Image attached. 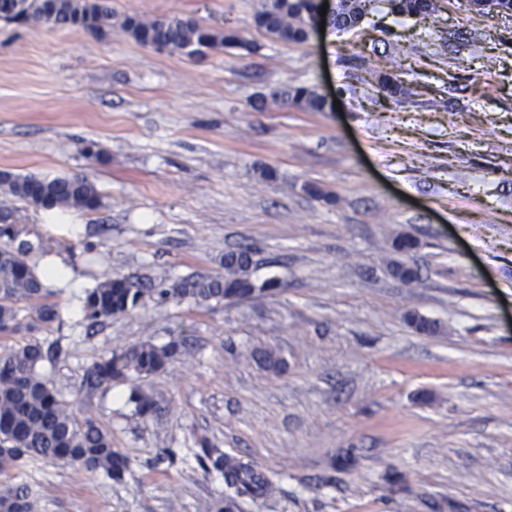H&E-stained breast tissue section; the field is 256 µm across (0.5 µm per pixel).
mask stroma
I'll return each mask as SVG.
<instances>
[{"label":"stroma","mask_w":512,"mask_h":512,"mask_svg":"<svg viewBox=\"0 0 512 512\" xmlns=\"http://www.w3.org/2000/svg\"><path fill=\"white\" fill-rule=\"evenodd\" d=\"M111 6L101 31L0 20V171L85 175L101 195L68 211L76 235L16 202L23 239L48 244L74 285L51 286L50 327L0 343L60 342L44 374L130 471L111 482L37 461L10 480L33 487L36 512H206L224 481L190 452L205 436L278 477L240 512H512V15L440 0L407 17L374 0L358 27L293 44L256 26L259 0ZM174 14L245 45L187 57L119 25ZM379 71L410 96L382 98ZM273 87L339 105L282 107ZM400 237L414 249L396 252ZM241 245L271 292L147 296L83 319L105 276L165 288L223 273ZM172 336L183 355L140 382L160 416L135 415L129 383L84 387L111 352Z\"/></svg>","instance_id":"obj_1"}]
</instances>
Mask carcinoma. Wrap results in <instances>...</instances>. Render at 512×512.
Instances as JSON below:
<instances>
[{"mask_svg":"<svg viewBox=\"0 0 512 512\" xmlns=\"http://www.w3.org/2000/svg\"><path fill=\"white\" fill-rule=\"evenodd\" d=\"M396 12L426 15L435 10L428 0H392ZM316 10L315 0H261L255 14L256 25L271 38L289 43L307 40L309 23ZM365 0H338L334 27L347 30L364 15ZM475 11L482 14L512 13V0H480ZM0 19L25 21L47 27H76L99 31L112 20L108 0H0ZM123 26L142 45L167 48L187 56H199L218 46L235 47L241 38L232 30L213 32L192 19L169 16L153 21L127 17ZM377 86L383 97L397 101L407 90L395 76L378 75ZM271 102L311 112H322L326 100L307 88H278L269 95ZM0 333L15 331L21 312H28L27 326L34 330L57 318L55 305L45 302L50 291L39 279L26 255L8 242L22 229L13 223L14 208L6 198L22 200L37 209L65 212L70 209L95 210L101 204L96 185L87 177L38 176L0 171ZM252 250L241 246L224 253V275L183 278L169 288L157 291L160 299L195 303L245 297L275 285L270 281L258 288L250 276ZM149 289L126 277L108 276L83 292L84 320L94 325L102 320L131 312L140 305ZM182 340L157 345L144 343L114 352L86 371L84 384L94 390L110 388L112 382L144 379L163 371L179 354ZM59 352V345H44L32 339L22 345L0 350V476L9 475L30 460L63 461L82 470L121 482L129 470V460L112 448L111 437L95 423L78 420L62 401L42 372L45 363ZM129 402L142 417L158 413V403L139 387L130 389ZM198 463L224 477V496L212 501L209 512H236L238 500L272 493L275 482L250 462L219 448L205 439L198 442ZM32 489L25 483L0 482V512H34Z\"/></svg>","mask_w":512,"mask_h":512,"instance_id":"carcinoma-1","label":"carcinoma"}]
</instances>
